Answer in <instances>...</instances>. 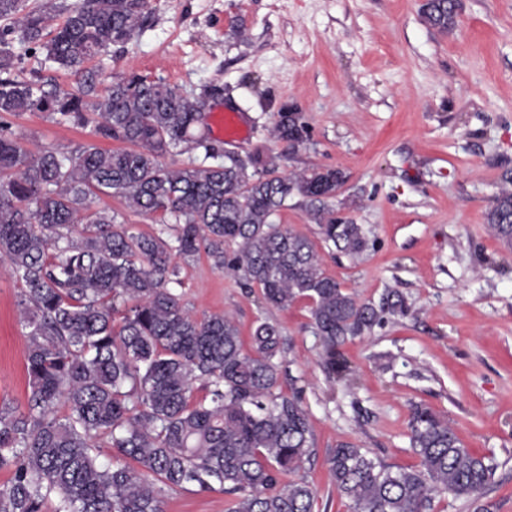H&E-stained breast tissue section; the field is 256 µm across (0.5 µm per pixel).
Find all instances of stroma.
Masks as SVG:
<instances>
[{
  "label": "stroma",
  "mask_w": 512,
  "mask_h": 512,
  "mask_svg": "<svg viewBox=\"0 0 512 512\" xmlns=\"http://www.w3.org/2000/svg\"><path fill=\"white\" fill-rule=\"evenodd\" d=\"M425 0H150L151 14L125 45L97 63L110 76L137 73L237 110L246 137L225 142L263 152L279 172L341 170L331 207L367 230L353 258L320 242L302 197L274 223L316 241L327 275L368 302L400 294L408 312L341 353L350 381L329 376L313 333L311 303L267 307L259 288L213 268L206 254L177 259L174 293L196 317L231 316L249 338L257 319L278 323L287 370L317 448L297 478L317 491L313 512H351L325 463L350 442L396 468L417 466L411 407L446 418L475 454L496 464L481 501L512 512V246L486 213L512 174V0H459L453 30L430 27ZM301 112L308 139H275L280 112ZM32 150L69 152L89 129L43 112L14 119ZM20 287L0 261V403L24 406L27 338ZM222 490L169 491L166 512H228Z\"/></svg>",
  "instance_id": "obj_1"
}]
</instances>
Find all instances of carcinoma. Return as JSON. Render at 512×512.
Instances as JSON below:
<instances>
[{
  "label": "carcinoma",
  "mask_w": 512,
  "mask_h": 512,
  "mask_svg": "<svg viewBox=\"0 0 512 512\" xmlns=\"http://www.w3.org/2000/svg\"><path fill=\"white\" fill-rule=\"evenodd\" d=\"M148 12L149 0H44L29 10L0 0V255L21 286L30 387L24 408L0 407V470L11 472L0 512H45L52 497V512H165L167 492L187 484L235 496L230 512H312L316 489L290 478L316 448L299 392L280 390V328L257 320L247 351L231 317L196 318L169 288L175 258L205 252L272 308L310 300L314 334L339 373L337 349L406 305L397 293L375 305L345 292L312 240L272 220L300 195L323 241L362 255L365 228L329 205L340 171L278 175L259 153L247 165L201 130L200 99L137 74L103 85L89 63L129 42ZM423 15L449 30L456 6L430 0ZM17 40L40 50L48 69L73 74L76 87L40 70L20 76ZM27 112L90 125L125 147L33 152L12 128ZM274 135L294 149L306 125L283 112ZM180 146L186 162L160 161ZM100 195L172 220L174 243L91 210ZM486 222L512 243V191L495 197ZM409 426L417 467L395 469L353 443L328 449L351 512H433L443 492L488 512L481 497L496 465L428 407L414 406ZM100 440L114 450L109 464L98 461Z\"/></svg>",
  "instance_id": "1"
}]
</instances>
